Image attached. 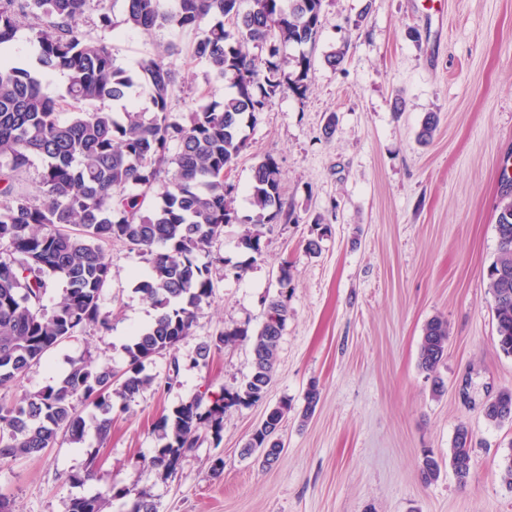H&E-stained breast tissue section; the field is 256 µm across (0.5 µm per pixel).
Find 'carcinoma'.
I'll return each instance as SVG.
<instances>
[{"label":"carcinoma","mask_w":512,"mask_h":512,"mask_svg":"<svg viewBox=\"0 0 512 512\" xmlns=\"http://www.w3.org/2000/svg\"><path fill=\"white\" fill-rule=\"evenodd\" d=\"M101 0H0V388L15 384L51 349L88 330L103 332L111 319L100 296L110 275L103 244L119 241L145 257L148 272L136 291L158 310L154 321L124 346L126 369L119 375L96 371L83 361L61 379L13 404L0 402V461L32 457L52 448L59 436L81 443L93 429L99 444L111 433L115 403H129L155 378L145 361L174 352L191 333L203 306L214 294L211 266L223 261L214 251L224 226L246 224L241 245L262 253V228L282 215L281 172L268 154L252 168L253 214L242 220L234 207L235 185L229 174L248 148L243 127L256 120L270 99L309 89L311 60L305 52L289 58L285 50L313 44L324 0H123L122 17L98 15L99 27L150 34L159 28L191 29V56L203 60L209 77L230 83L233 93L221 102H201L188 112H174L170 101L178 71L162 54L141 60L134 70L116 62L104 37L83 30L86 15ZM34 20L31 43L40 70L17 66L9 43L17 18ZM264 54L252 55L249 44ZM293 70H286V66ZM64 73L63 91L47 76ZM149 91V108L131 96ZM74 108L68 123L63 106ZM42 169L34 189L21 184L32 159ZM499 250L488 268L493 299L496 349L512 356V199L502 203L495 224ZM60 277L66 288L46 310L50 282ZM291 268L281 265L280 292L272 299L261 327L226 332L198 346L191 362L208 363L212 351L232 338L251 343L253 369L242 386L212 400L205 394L161 416L155 423L160 445L148 464L169 474L184 453L196 447L200 433L220 435L224 411L261 402L271 382L279 340L288 319ZM449 328L440 317L423 328L419 366L435 372L447 351ZM95 413L86 420L78 403ZM286 401L269 410L251 433L242 454L267 448L264 467L279 460L277 440ZM492 425L512 423V391L483 412ZM472 430L456 427L448 464L459 483L472 468ZM440 461L424 455L421 474L432 482ZM133 497L130 512H157L144 493L129 488L111 494L74 497L70 512H103L113 500Z\"/></svg>","instance_id":"cac0c4a2"}]
</instances>
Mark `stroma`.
<instances>
[{"mask_svg": "<svg viewBox=\"0 0 512 512\" xmlns=\"http://www.w3.org/2000/svg\"><path fill=\"white\" fill-rule=\"evenodd\" d=\"M434 7L432 22L420 0H324L307 49L306 96L271 99L245 127L249 147L230 175L242 219L252 213V168L272 155L285 218L265 226L258 256L240 246L241 221L225 225L215 294L178 345V377L161 387L172 355H155L145 372L156 385L114 414L105 445L90 433L80 444L61 438L38 456L0 462V493L13 512H69L72 498L113 486L147 492L159 512H512V488L498 476L512 454V423L495 426L483 416L488 399L512 389V358L496 350L487 288L498 254L497 209L512 197L500 176L504 161L512 162V0H435ZM105 38L129 68L176 46L170 61L183 83L173 111L231 91L190 57L192 33L118 28ZM342 47L343 63L331 67L327 55ZM431 114L438 124L424 145L418 133ZM319 224L327 232L311 255L304 243ZM105 254L111 275L101 306L111 330L61 343L17 385L0 389V401L37 393L78 361L125 369L127 339L157 310L135 290L144 259L119 242ZM284 262L294 288L264 402L228 408L221 436L202 434L162 475L148 464L159 417L197 393L236 390L252 371L246 340L225 344L205 366L188 365L187 357L224 332L257 330ZM435 316L447 319L451 334L431 375L418 354ZM313 384L319 401L305 420ZM284 400L292 405L280 431L284 450L265 468L242 448L266 409ZM461 423L475 436L467 484L447 466L424 481V453L447 456ZM91 458L95 478L68 483ZM219 458L224 472L211 476Z\"/></svg>", "mask_w": 512, "mask_h": 512, "instance_id": "1", "label": "stroma"}]
</instances>
